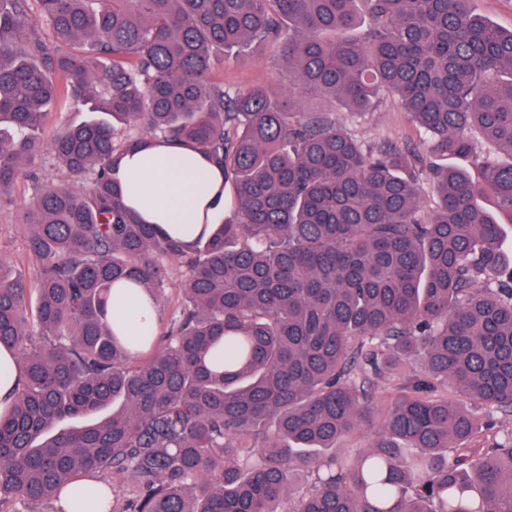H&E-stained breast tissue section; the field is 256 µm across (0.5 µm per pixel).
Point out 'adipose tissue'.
Wrapping results in <instances>:
<instances>
[{"mask_svg": "<svg viewBox=\"0 0 512 512\" xmlns=\"http://www.w3.org/2000/svg\"><path fill=\"white\" fill-rule=\"evenodd\" d=\"M213 178L203 157L187 161L165 146L140 149L127 159V189L143 218H159L166 226L181 230L195 228L199 206L208 199ZM112 315L130 336L154 323L141 294H114Z\"/></svg>", "mask_w": 512, "mask_h": 512, "instance_id": "1", "label": "adipose tissue"}]
</instances>
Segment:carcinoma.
Wrapping results in <instances>:
<instances>
[{"label":"carcinoma","mask_w":512,"mask_h":512,"mask_svg":"<svg viewBox=\"0 0 512 512\" xmlns=\"http://www.w3.org/2000/svg\"><path fill=\"white\" fill-rule=\"evenodd\" d=\"M268 42L287 100L215 77ZM310 96H392L422 141ZM62 98L88 118L47 140ZM146 142L220 172L189 240L124 197ZM24 179L0 512H66L86 479L100 512H512V30L473 0H0V198ZM119 287L156 309L135 338ZM336 118L368 141L386 139L401 144L417 138L416 129L392 101L377 112L356 118H351L347 112L336 111Z\"/></svg>","instance_id":"carcinoma-1"}]
</instances>
